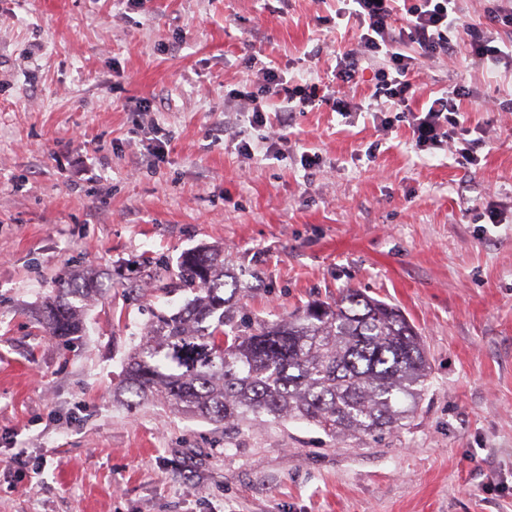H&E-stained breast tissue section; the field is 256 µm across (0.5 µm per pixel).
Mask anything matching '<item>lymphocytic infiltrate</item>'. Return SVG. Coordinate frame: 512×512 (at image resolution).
Returning a JSON list of instances; mask_svg holds the SVG:
<instances>
[{
    "instance_id": "1",
    "label": "lymphocytic infiltrate",
    "mask_w": 512,
    "mask_h": 512,
    "mask_svg": "<svg viewBox=\"0 0 512 512\" xmlns=\"http://www.w3.org/2000/svg\"><path fill=\"white\" fill-rule=\"evenodd\" d=\"M337 19H350L357 25V52L342 54L336 64L337 83H356L359 61L384 57L389 69L378 79L374 95L384 98L387 107H401L412 99L415 86L411 74L424 58H436L453 52L451 33L469 37L468 52L476 61L489 68L512 72V44L498 45L497 29L512 27V10L490 12L492 32L472 31L463 19L457 0H341ZM411 46L413 54H405L404 46ZM260 74L263 89L243 93L247 102L249 122L255 126L264 123V93L271 92L282 99V111L301 112L313 105H326L332 111L349 114L353 106L338 91L328 85L307 83L291 85L274 68L262 66ZM460 87L444 91L431 100L426 110L411 115L413 139L418 148L438 149L448 141V129L460 122L456 101L464 96Z\"/></svg>"
}]
</instances>
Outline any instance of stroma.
<instances>
[{
    "label": "stroma",
    "instance_id": "1",
    "mask_svg": "<svg viewBox=\"0 0 512 512\" xmlns=\"http://www.w3.org/2000/svg\"><path fill=\"white\" fill-rule=\"evenodd\" d=\"M336 8L0 0V512H512V111L488 106L512 98V72L460 45L412 77L416 112L465 87L473 166L368 111L380 58L342 87L350 116H285L268 96L288 146L266 152L233 97L254 88L249 60L329 82L356 46ZM198 249L256 272L239 305L262 319L348 288L397 305L430 364L414 414L358 441L118 405L152 310L187 301L157 260L173 272ZM73 272L98 290L63 341L36 313Z\"/></svg>",
    "mask_w": 512,
    "mask_h": 512
}]
</instances>
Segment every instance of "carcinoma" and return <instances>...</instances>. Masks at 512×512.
<instances>
[{"label":"carcinoma","mask_w":512,"mask_h":512,"mask_svg":"<svg viewBox=\"0 0 512 512\" xmlns=\"http://www.w3.org/2000/svg\"><path fill=\"white\" fill-rule=\"evenodd\" d=\"M176 284L193 299L154 315L132 349L118 387L130 405L161 401L224 425L298 419L360 439L403 426L427 389L420 335L384 301L348 289L279 320L239 316L242 277L205 250L183 255ZM93 292L88 279L60 278L42 305L45 332L78 335L79 303Z\"/></svg>","instance_id":"obj_1"}]
</instances>
